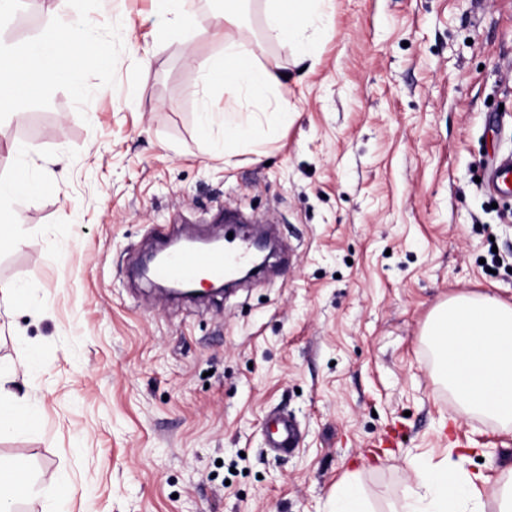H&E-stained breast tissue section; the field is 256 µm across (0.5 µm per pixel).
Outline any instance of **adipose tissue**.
Segmentation results:
<instances>
[{"label":"adipose tissue","instance_id":"ef3b65f1","mask_svg":"<svg viewBox=\"0 0 512 512\" xmlns=\"http://www.w3.org/2000/svg\"><path fill=\"white\" fill-rule=\"evenodd\" d=\"M282 0H268L264 37L247 40L225 35L222 49L202 61L206 83L224 89L223 109L204 105L198 117L202 135L215 125L224 128L225 143L243 137L248 129L250 102L276 101L268 119L285 124L291 110L280 72L266 66L259 54L265 43L289 47L300 58L314 52L298 31ZM86 47L72 29L52 24L16 44L0 43V116L18 115L28 97L48 82L68 79ZM42 188L27 168H17L8 182H0V247L16 244L25 228L12 205ZM425 334L437 357V372L459 405L468 413L512 424V305L491 295H458L431 314ZM12 369H0V438L35 428L38 414L24 407L23 397L11 388ZM476 475L445 462L425 471L410 488L397 512H483L476 496Z\"/></svg>","mask_w":512,"mask_h":512}]
</instances>
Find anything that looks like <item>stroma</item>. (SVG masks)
<instances>
[{
    "label": "stroma",
    "mask_w": 512,
    "mask_h": 512,
    "mask_svg": "<svg viewBox=\"0 0 512 512\" xmlns=\"http://www.w3.org/2000/svg\"><path fill=\"white\" fill-rule=\"evenodd\" d=\"M24 7L110 63L0 118V178L43 181L0 250V281L30 287L0 306V364L39 411L0 439L42 490L19 512L61 482L69 512H331L351 475L390 512L447 458L498 512L512 427L457 404L424 329L459 294L512 304V198L483 181L512 153V0H332L303 23L313 58L265 46L293 120L259 116L226 155L197 131L224 106L198 69L224 0H193L191 30L152 0ZM227 209L276 225L284 261L203 301L142 280L158 231L218 234ZM274 410L299 425L290 453L266 446Z\"/></svg>",
    "instance_id": "35a3bbf8"
}]
</instances>
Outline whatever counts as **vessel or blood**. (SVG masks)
Listing matches in <instances>:
<instances>
[{
    "label": "vessel or blood",
    "instance_id": "obj_1",
    "mask_svg": "<svg viewBox=\"0 0 512 512\" xmlns=\"http://www.w3.org/2000/svg\"><path fill=\"white\" fill-rule=\"evenodd\" d=\"M489 184L503 194L512 193V158L502 159L489 176ZM246 244H238L232 251H184L161 261L153 270V277L160 282L193 283L207 276L216 280L229 276L234 268L247 259ZM298 428L287 416L270 414L266 423L268 447L289 451L297 446Z\"/></svg>",
    "mask_w": 512,
    "mask_h": 512
}]
</instances>
